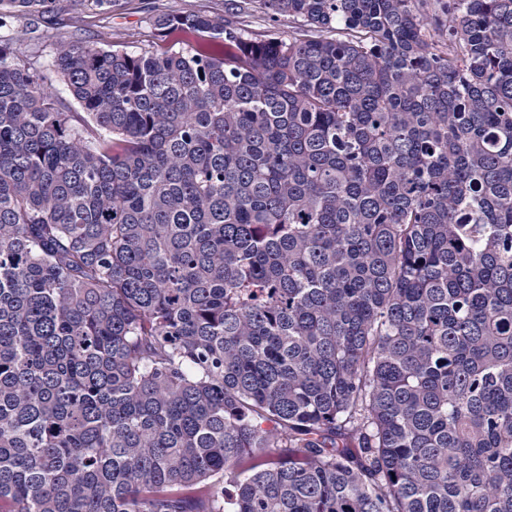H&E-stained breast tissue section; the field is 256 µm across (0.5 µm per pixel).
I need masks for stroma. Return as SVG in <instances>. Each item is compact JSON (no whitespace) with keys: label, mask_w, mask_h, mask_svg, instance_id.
I'll use <instances>...</instances> for the list:
<instances>
[{"label":"stroma","mask_w":512,"mask_h":512,"mask_svg":"<svg viewBox=\"0 0 512 512\" xmlns=\"http://www.w3.org/2000/svg\"><path fill=\"white\" fill-rule=\"evenodd\" d=\"M229 0H117L111 12L95 22H86L72 0H60L52 19L34 12H16L13 25L22 28L33 48L38 62L50 64L54 49L48 38L57 33L74 40L89 41L102 47H116L129 52L150 48L157 41L152 24L155 17L172 13H204L225 15Z\"/></svg>","instance_id":"stroma-1"}]
</instances>
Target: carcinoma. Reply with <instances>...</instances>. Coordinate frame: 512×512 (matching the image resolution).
Returning a JSON list of instances; mask_svg holds the SVG:
<instances>
[{
  "label": "carcinoma",
  "mask_w": 512,
  "mask_h": 512,
  "mask_svg": "<svg viewBox=\"0 0 512 512\" xmlns=\"http://www.w3.org/2000/svg\"><path fill=\"white\" fill-rule=\"evenodd\" d=\"M257 2L0 39V512H512V0ZM234 21L254 37L264 38L267 35L288 37V17L286 16L273 19L261 9L250 8L234 14Z\"/></svg>",
  "instance_id": "carcinoma-1"
}]
</instances>
